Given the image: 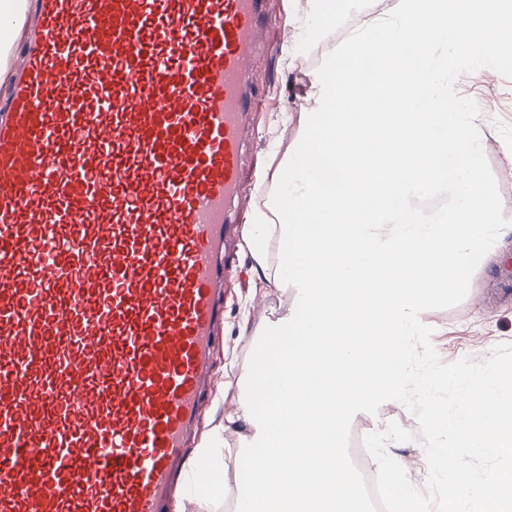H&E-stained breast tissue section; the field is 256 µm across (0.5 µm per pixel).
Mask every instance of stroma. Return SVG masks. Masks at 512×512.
<instances>
[{"label":"stroma","mask_w":512,"mask_h":512,"mask_svg":"<svg viewBox=\"0 0 512 512\" xmlns=\"http://www.w3.org/2000/svg\"><path fill=\"white\" fill-rule=\"evenodd\" d=\"M396 0H338L332 25H325L312 9L311 0H268V28L263 37L264 55L258 65L256 88L270 106L259 116L258 131L249 145L242 216L251 221L263 210L271 189V175L278 159L269 148L273 142L299 141L297 123L281 124L282 114L294 116L313 111L306 97L310 83L326 56L363 23L368 15L391 9ZM480 143L495 174L503 215L512 220V176L501 174L507 150H512V112H487L479 127ZM512 262V232L502 236L478 264L466 298L458 305L424 311L422 320L432 328L431 341L442 363L464 357L487 359L500 344L512 343V302L502 298L486 271ZM254 263L249 247H241L226 275L224 333L213 358L212 391L202 416L200 440L223 424L236 406L247 377L249 342L287 314L292 300L252 278Z\"/></svg>","instance_id":"35a3bbf8"}]
</instances>
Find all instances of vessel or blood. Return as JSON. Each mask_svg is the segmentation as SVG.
I'll list each match as a JSON object with an SVG mask.
<instances>
[{"label": "vessel or blood", "instance_id": "1", "mask_svg": "<svg viewBox=\"0 0 512 512\" xmlns=\"http://www.w3.org/2000/svg\"><path fill=\"white\" fill-rule=\"evenodd\" d=\"M265 0H34L0 98V512H166L210 381Z\"/></svg>", "mask_w": 512, "mask_h": 512}]
</instances>
